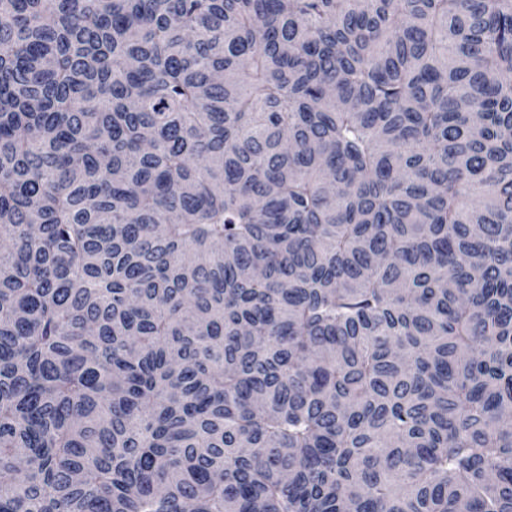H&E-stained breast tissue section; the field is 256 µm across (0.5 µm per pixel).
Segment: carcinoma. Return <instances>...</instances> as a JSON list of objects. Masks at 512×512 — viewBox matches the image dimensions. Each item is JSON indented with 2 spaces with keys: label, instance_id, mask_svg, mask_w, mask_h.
Listing matches in <instances>:
<instances>
[{
  "label": "carcinoma",
  "instance_id": "obj_1",
  "mask_svg": "<svg viewBox=\"0 0 512 512\" xmlns=\"http://www.w3.org/2000/svg\"><path fill=\"white\" fill-rule=\"evenodd\" d=\"M512 0H0V512H512Z\"/></svg>",
  "mask_w": 512,
  "mask_h": 512
}]
</instances>
